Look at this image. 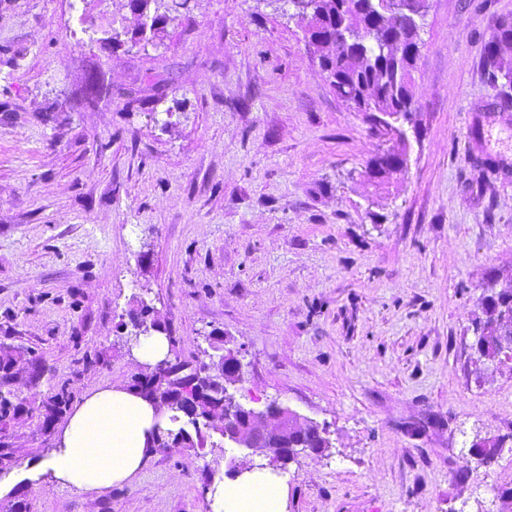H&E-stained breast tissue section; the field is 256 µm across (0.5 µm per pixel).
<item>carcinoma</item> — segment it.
<instances>
[{
	"mask_svg": "<svg viewBox=\"0 0 512 512\" xmlns=\"http://www.w3.org/2000/svg\"><path fill=\"white\" fill-rule=\"evenodd\" d=\"M299 12L309 17L308 26L321 36L316 46L324 59L323 67L336 95L359 112H412L410 91L411 69L419 55L421 41L415 20L393 14L377 18L368 12L342 25V16L336 0H304ZM512 44V18L498 19L494 34L485 44L483 67L491 84L499 89L502 99L512 100V65L504 58L503 49ZM387 45L391 50L382 55L379 46ZM481 328L483 342L476 349L480 359L495 360L498 341L503 336H512V293L503 297L500 308L485 310ZM33 363L30 350L21 346L8 351L0 350V431L7 428L10 420L23 411L22 403L12 395L14 374L22 365ZM205 364L195 367L180 360L177 350H172L169 365L153 381L138 378L131 388L157 401L170 393V388L185 384L189 387V406L193 409L210 408L223 412L224 418L238 417L239 412L231 405L221 404L210 376L204 372ZM66 399L62 393H54L42 405L44 422L51 423L63 413ZM174 429L158 431L154 438L156 448H187L197 454L204 453L209 430L221 431L223 423H214L212 428L201 425L190 433L184 428V414L178 406H171Z\"/></svg>",
	"mask_w": 512,
	"mask_h": 512,
	"instance_id": "carcinoma-1",
	"label": "carcinoma"
}]
</instances>
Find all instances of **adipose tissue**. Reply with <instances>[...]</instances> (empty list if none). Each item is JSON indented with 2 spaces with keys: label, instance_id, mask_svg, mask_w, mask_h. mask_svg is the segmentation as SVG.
Returning <instances> with one entry per match:
<instances>
[{
  "label": "adipose tissue",
  "instance_id": "adipose-tissue-1",
  "mask_svg": "<svg viewBox=\"0 0 512 512\" xmlns=\"http://www.w3.org/2000/svg\"><path fill=\"white\" fill-rule=\"evenodd\" d=\"M170 413L133 391L113 386L87 393L38 463L40 478L100 492L134 478L151 453L150 434L169 427ZM216 512H285L283 481L265 470L216 486Z\"/></svg>",
  "mask_w": 512,
  "mask_h": 512
}]
</instances>
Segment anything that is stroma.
Listing matches in <instances>:
<instances>
[{"label":"stroma","instance_id":"35a3bbf8","mask_svg":"<svg viewBox=\"0 0 512 512\" xmlns=\"http://www.w3.org/2000/svg\"><path fill=\"white\" fill-rule=\"evenodd\" d=\"M512 0H429L402 137L331 88L287 0H187L138 38L128 0H0V347L45 368L14 390L0 500L28 492L65 389L129 386L130 310L183 361L217 330L243 402L329 431L284 473L287 512H512V363L471 350L512 280V107L481 58ZM120 42H113V33ZM407 149L387 182L368 168ZM158 448L132 480L47 484L32 512H213L225 456Z\"/></svg>","mask_w":512,"mask_h":512}]
</instances>
